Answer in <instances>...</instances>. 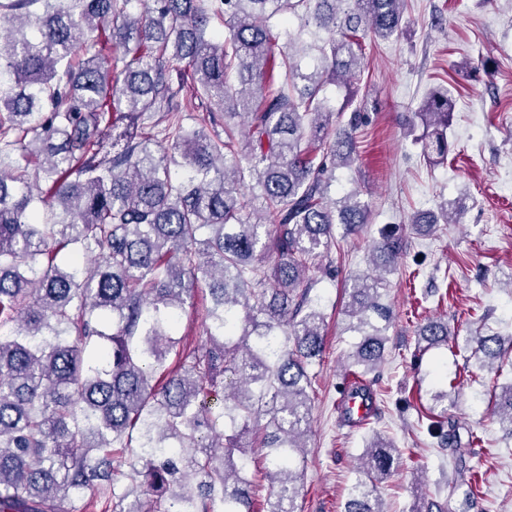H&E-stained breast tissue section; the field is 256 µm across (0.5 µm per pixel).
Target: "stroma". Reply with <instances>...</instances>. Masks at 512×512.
I'll return each mask as SVG.
<instances>
[{
	"mask_svg": "<svg viewBox=\"0 0 512 512\" xmlns=\"http://www.w3.org/2000/svg\"><path fill=\"white\" fill-rule=\"evenodd\" d=\"M401 36L365 47L361 84L368 89V123L356 132L352 168L339 170L344 189H357L368 224L337 239L328 255L339 268L311 292L325 315V346L309 368L312 407L306 455L297 457L301 512H343L359 457L371 433L393 442V472L381 485L385 512H412L418 497L455 503L456 476L448 455L427 431L425 409L445 412L479 495L472 512H512V436L493 415L496 387L512 367L495 370L469 350L420 352L418 330L447 321L460 336L512 335V0H408ZM452 84L456 108L448 129V163L427 166L405 132L425 94ZM462 199L452 224L415 231L411 217ZM401 236L405 252L388 275V342L375 413L353 427L341 414L357 340L346 329L344 280L369 269L381 234ZM210 303L196 288L176 325L188 349L201 347L200 314Z\"/></svg>",
	"mask_w": 512,
	"mask_h": 512,
	"instance_id": "1",
	"label": "stroma"
}]
</instances>
